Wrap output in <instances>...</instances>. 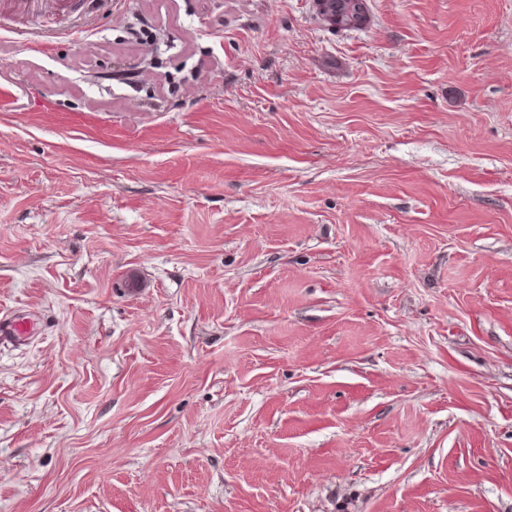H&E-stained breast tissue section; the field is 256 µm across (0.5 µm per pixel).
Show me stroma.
I'll return each instance as SVG.
<instances>
[{
	"mask_svg": "<svg viewBox=\"0 0 512 512\" xmlns=\"http://www.w3.org/2000/svg\"><path fill=\"white\" fill-rule=\"evenodd\" d=\"M0 13V512H512V0ZM360 1L368 0H345L337 14L336 9L331 7L330 15L334 17V20L329 19V22L336 25V27L331 30H359L365 27L369 21L370 9H359ZM33 323L28 317L0 316V344H22L29 339Z\"/></svg>",
	"mask_w": 512,
	"mask_h": 512,
	"instance_id": "obj_1",
	"label": "stroma"
}]
</instances>
